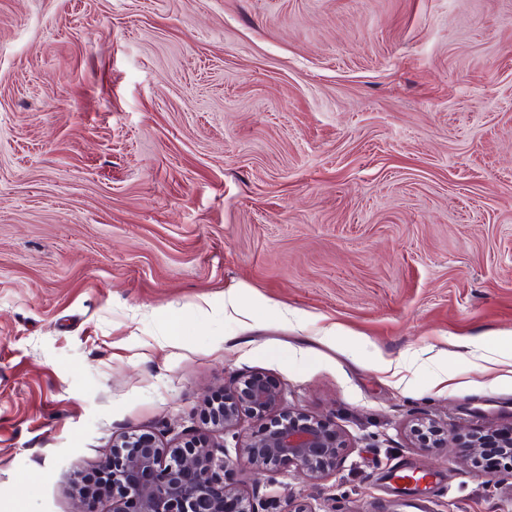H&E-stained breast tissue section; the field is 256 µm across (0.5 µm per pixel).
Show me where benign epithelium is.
Masks as SVG:
<instances>
[{
    "instance_id": "obj_1",
    "label": "benign epithelium",
    "mask_w": 512,
    "mask_h": 512,
    "mask_svg": "<svg viewBox=\"0 0 512 512\" xmlns=\"http://www.w3.org/2000/svg\"><path fill=\"white\" fill-rule=\"evenodd\" d=\"M205 417L234 441L235 456L226 448L217 455L204 437L165 446L144 434H125L100 468L112 488V512H266L262 498L227 478L230 471L239 465L257 473L292 468L319 482L336 471L346 447L334 419L301 416L285 407L283 390L261 373L239 379L224 401L206 406ZM245 417L261 425L242 436ZM413 436L424 451L451 444L448 430L432 419H419ZM100 497L89 485L80 488L76 512H96Z\"/></svg>"
}]
</instances>
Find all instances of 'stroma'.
Masks as SVG:
<instances>
[{"mask_svg":"<svg viewBox=\"0 0 512 512\" xmlns=\"http://www.w3.org/2000/svg\"><path fill=\"white\" fill-rule=\"evenodd\" d=\"M509 334L512 0H0V512L132 431L223 445L255 372L347 439L235 471L268 512H512L453 461L512 425L462 355ZM417 421L413 426V436L418 442L417 448L424 451H430L432 448H450L448 429L432 419L421 418Z\"/></svg>","mask_w":512,"mask_h":512,"instance_id":"1","label":"stroma"}]
</instances>
